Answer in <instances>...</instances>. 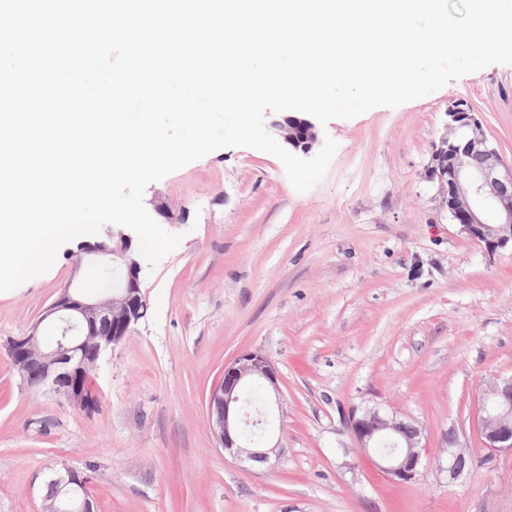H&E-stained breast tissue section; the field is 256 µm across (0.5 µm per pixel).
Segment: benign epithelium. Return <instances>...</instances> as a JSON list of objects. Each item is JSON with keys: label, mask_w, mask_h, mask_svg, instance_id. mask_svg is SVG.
<instances>
[{"label": "benign epithelium", "mask_w": 512, "mask_h": 512, "mask_svg": "<svg viewBox=\"0 0 512 512\" xmlns=\"http://www.w3.org/2000/svg\"><path fill=\"white\" fill-rule=\"evenodd\" d=\"M269 129L296 152L307 155L319 145L316 126L306 117L286 115L272 121ZM448 129L433 152L432 173L443 191L450 217L490 249L512 244V170L501 173L500 152L468 105L460 102L448 110ZM75 262L78 268L94 264L112 277V292L90 300L80 288L65 285L32 332L9 341V355L28 386L48 389L88 409L93 407L88 395L92 372L107 352L128 336L131 325L146 314L147 303L132 234L114 230L104 238L87 235L80 242ZM42 324L56 331L48 345L39 339ZM252 382L260 383L266 392L264 409L254 417L245 411L241 400L242 388ZM208 409L224 455L262 464L280 459L281 439L272 430H266L261 450L252 449L251 441L244 436L246 427L283 416L281 377L265 354L247 350L226 364L222 381L210 391ZM347 425L357 447L390 482L408 484L421 476L426 458L421 429H414L413 435L394 451H377L380 434L392 437L406 426V418L394 408L379 403L355 408ZM477 428L485 448L512 453V377L486 385L478 399ZM442 453L446 454L444 471L448 478H457L465 469V449L450 439ZM54 482L61 496L44 503L41 512H95L87 474L64 466Z\"/></svg>", "instance_id": "1"}]
</instances>
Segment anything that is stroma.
<instances>
[{"mask_svg": "<svg viewBox=\"0 0 512 512\" xmlns=\"http://www.w3.org/2000/svg\"><path fill=\"white\" fill-rule=\"evenodd\" d=\"M464 101L512 166V65H491L398 107L334 119L337 144L309 191L267 152L221 148L144 193L178 235L142 262L148 310L93 374L95 411L29 390L7 354L60 288L98 283L77 241L0 292V512H40L66 464L91 477L95 512H512V454L483 447L486 381L512 376V247L487 251L448 217L429 176L449 107ZM264 353L286 398L273 470L226 458L208 411L225 363ZM370 402L421 426L427 467L390 483L343 416ZM470 465L438 468L449 435Z\"/></svg>", "mask_w": 512, "mask_h": 512, "instance_id": "1", "label": "stroma"}]
</instances>
